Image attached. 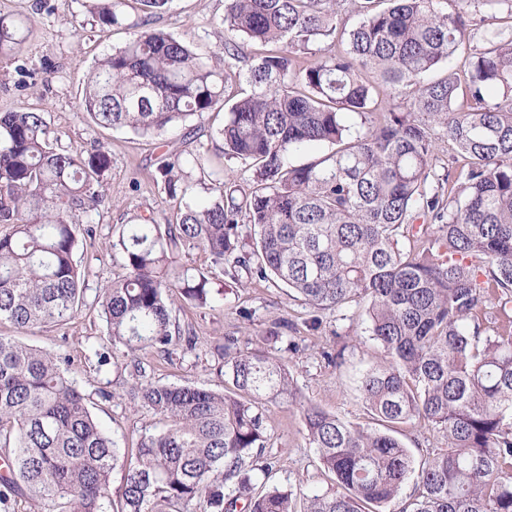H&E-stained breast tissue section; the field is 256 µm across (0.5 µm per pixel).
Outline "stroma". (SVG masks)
I'll list each match as a JSON object with an SVG mask.
<instances>
[{
	"label": "stroma",
	"instance_id": "35a3bbf8",
	"mask_svg": "<svg viewBox=\"0 0 512 512\" xmlns=\"http://www.w3.org/2000/svg\"><path fill=\"white\" fill-rule=\"evenodd\" d=\"M0 13L35 17L18 61L0 62V112L42 113L51 136L60 138L62 145L85 150L103 145L112 153L105 180L107 197L90 217L91 234L80 237L77 257L86 268L82 306L66 325L35 328L23 341L71 360V376L87 395L93 416L116 442L119 457L127 458L141 437L159 428L160 422L151 409L129 404L125 393L133 378L125 367L123 350L113 349L106 336L97 303L100 287L125 273L121 257L112 251V241L137 216L169 215L171 204L157 170L160 156L167 152L184 156L200 152L206 170L230 173L238 180L247 174L235 162L217 159L212 153L223 121L220 114L188 123L168 143L104 129L79 115L89 70L129 37L127 31L93 25L82 0H46L42 9L36 8L35 0H0ZM223 14L224 0H173L155 25L190 41L197 54L208 57L221 48L222 33L215 21ZM211 286L217 292L211 305L186 304L176 312L181 328L197 336L196 348L178 346L168 355L145 354L148 373L162 384L227 390L220 372L224 361L217 352L225 337L250 332V345L255 348L258 334L272 321L294 323L300 351L290 371L297 398L267 404L268 441L263 453L279 459L275 481L291 490L296 500L314 490H333V476L320 467L306 440L301 408L312 403L356 423L370 422L358 385L362 373L380 361L381 351L361 335L363 308L324 314L321 327L311 331L305 325L310 307L287 288L258 281L239 288L218 271ZM244 310L250 312V319L241 318ZM339 348L345 358L340 369L323 358L324 351Z\"/></svg>",
	"mask_w": 512,
	"mask_h": 512
}]
</instances>
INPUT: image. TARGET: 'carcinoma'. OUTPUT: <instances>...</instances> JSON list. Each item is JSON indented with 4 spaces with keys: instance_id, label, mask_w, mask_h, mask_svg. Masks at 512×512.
<instances>
[{
    "instance_id": "carcinoma-1",
    "label": "carcinoma",
    "mask_w": 512,
    "mask_h": 512,
    "mask_svg": "<svg viewBox=\"0 0 512 512\" xmlns=\"http://www.w3.org/2000/svg\"><path fill=\"white\" fill-rule=\"evenodd\" d=\"M172 2L85 0L96 24L131 35L94 65L79 113L156 138L222 112L224 156L251 176L194 181L185 168L200 157H161L176 213L139 216L112 242L125 275L98 295L112 346L166 354L183 338L174 295L213 303L210 270L181 262L195 248L241 288L271 281L317 313L362 304L363 334L383 352L359 386L372 422L303 408L337 486L307 496L304 512H382L412 477L414 497L390 512H512V25L498 23L512 0H358L350 27L343 0H224L210 58L152 26ZM30 25L0 15L1 60L19 59ZM458 57L459 71L434 76ZM440 141L453 151L441 173ZM111 167L102 147L51 141L40 112L0 113V323L25 333L74 317L78 229ZM287 330L276 321L263 334L287 341L280 356L225 337L228 392L154 383L133 360L129 395L162 427L127 459L117 502L116 444L70 360L0 335V448L12 462L0 487L23 483L39 512H236L241 500L246 512H295L263 454L265 404L295 396L288 354L300 348ZM413 421L446 448L416 460L392 434Z\"/></svg>"
}]
</instances>
